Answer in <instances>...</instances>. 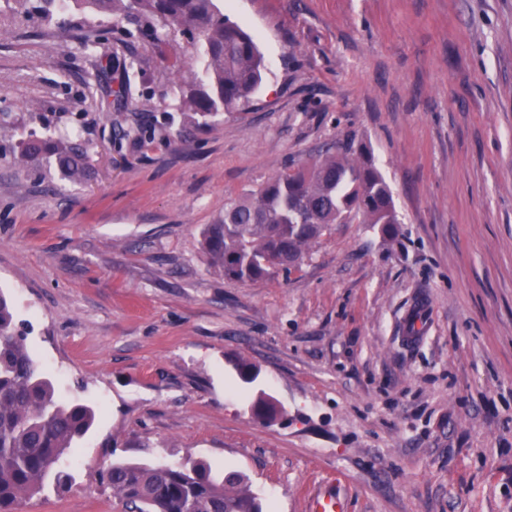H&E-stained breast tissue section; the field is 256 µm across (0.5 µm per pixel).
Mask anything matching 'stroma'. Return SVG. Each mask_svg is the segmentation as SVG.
<instances>
[{
    "mask_svg": "<svg viewBox=\"0 0 512 512\" xmlns=\"http://www.w3.org/2000/svg\"><path fill=\"white\" fill-rule=\"evenodd\" d=\"M222 5L266 74L202 115L168 67L197 69L185 33L0 0V290L60 396L98 411L24 512H124L117 459L241 471L264 512L321 490L345 512H512V0ZM116 58L138 71L123 112ZM32 133L79 140L85 180L15 162ZM346 138L391 183L396 238L333 225L262 283L211 266L229 199Z\"/></svg>",
    "mask_w": 512,
    "mask_h": 512,
    "instance_id": "obj_1",
    "label": "stroma"
}]
</instances>
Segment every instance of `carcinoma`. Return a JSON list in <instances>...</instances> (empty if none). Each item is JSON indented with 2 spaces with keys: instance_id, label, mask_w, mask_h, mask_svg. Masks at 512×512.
I'll use <instances>...</instances> for the list:
<instances>
[{
  "instance_id": "carcinoma-1",
  "label": "carcinoma",
  "mask_w": 512,
  "mask_h": 512,
  "mask_svg": "<svg viewBox=\"0 0 512 512\" xmlns=\"http://www.w3.org/2000/svg\"><path fill=\"white\" fill-rule=\"evenodd\" d=\"M100 16L133 17L141 33L159 42L157 27L191 34L201 68L179 84L182 107L203 115L250 102L263 81L265 64L253 37L224 17L215 0H73ZM117 99L130 98V66L112 61ZM55 160L71 180L87 172L79 145L29 140L18 159ZM359 220L397 235L398 215L391 185L371 153L350 141L329 145L312 161L292 166L257 191L224 204V215L202 232L211 265L224 277L259 282L297 269L333 224ZM254 417L277 413L274 400L260 397ZM93 405L61 399L38 367L24 336L16 331L13 306L0 291V512H23L27 500L47 483L64 482L63 457L74 452L94 424ZM107 479L127 512H263L240 472L215 474L209 464L152 465L112 462Z\"/></svg>"
}]
</instances>
